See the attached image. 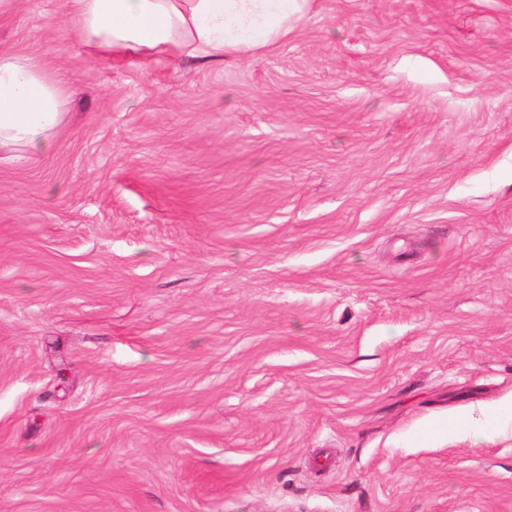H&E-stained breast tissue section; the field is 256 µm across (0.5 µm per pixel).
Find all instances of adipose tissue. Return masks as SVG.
I'll use <instances>...</instances> for the list:
<instances>
[{"label": "adipose tissue", "instance_id": "1", "mask_svg": "<svg viewBox=\"0 0 512 512\" xmlns=\"http://www.w3.org/2000/svg\"><path fill=\"white\" fill-rule=\"evenodd\" d=\"M310 0H66L93 54L220 61L287 40ZM70 91L37 55L0 52V163L45 156Z\"/></svg>", "mask_w": 512, "mask_h": 512}]
</instances>
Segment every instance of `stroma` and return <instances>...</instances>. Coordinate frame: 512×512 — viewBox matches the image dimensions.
<instances>
[{
    "instance_id": "obj_1",
    "label": "stroma",
    "mask_w": 512,
    "mask_h": 512,
    "mask_svg": "<svg viewBox=\"0 0 512 512\" xmlns=\"http://www.w3.org/2000/svg\"><path fill=\"white\" fill-rule=\"evenodd\" d=\"M0 51L73 91L0 165V512H512V0H311L245 58Z\"/></svg>"
}]
</instances>
